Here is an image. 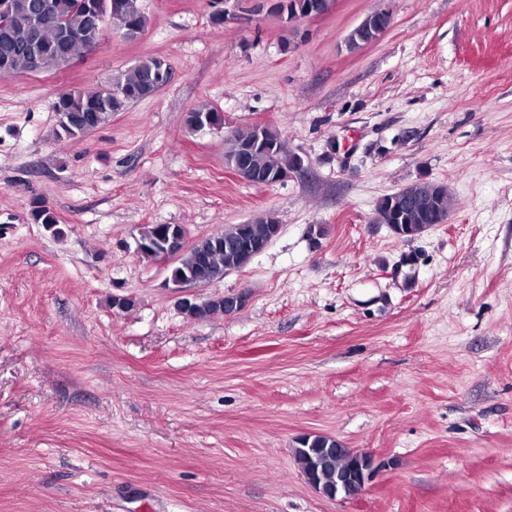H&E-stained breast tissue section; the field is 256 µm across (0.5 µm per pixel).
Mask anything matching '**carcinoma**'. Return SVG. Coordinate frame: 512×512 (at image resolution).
Returning a JSON list of instances; mask_svg holds the SVG:
<instances>
[{
	"label": "carcinoma",
	"mask_w": 512,
	"mask_h": 512,
	"mask_svg": "<svg viewBox=\"0 0 512 512\" xmlns=\"http://www.w3.org/2000/svg\"><path fill=\"white\" fill-rule=\"evenodd\" d=\"M89 0H8L11 22L0 30V60L10 58L14 74L27 72L28 64L23 49L30 42L32 30L39 27L43 35L38 43L41 69L48 70L59 66L60 57L69 53L81 55L95 48L97 35L93 29V20L88 8ZM147 17L141 8V0H117V8L112 14V29L126 30L137 28L144 30ZM67 32V40L56 36V29ZM380 25L375 16H366L346 37L348 50L357 51L365 44L379 37ZM166 61L158 56L139 58L127 69L113 76L108 84L111 93L104 94L105 87L95 90L71 89L61 93L54 102L55 111L65 117L66 124L59 125L61 134L67 138H76L95 130L108 120V117L125 106L142 99V89L160 72L166 70ZM262 136L264 142L286 144L280 131L269 126H252L237 129L226 138L225 157L235 155L239 144L249 142L256 136ZM298 157L288 149L279 153L259 149L249 157L251 169L260 177L267 178L295 166ZM416 198L422 206L409 207L404 201L387 195L376 205L373 220L377 224H388L396 237L411 239L423 234L436 223V218L446 217L454 205L448 185L443 182H418L415 184ZM31 219L43 225L54 234L61 232L58 220L48 205L39 197L30 202ZM279 225L273 213L258 216L246 224L224 226V237L219 239L218 247L203 254L201 245L183 249L178 260L170 269V279L177 283L203 270L209 264L219 270L238 264V255L224 241L245 237L253 242L266 239L269 232ZM174 230L172 224H149L143 228L139 242L140 255L145 259L157 258L152 243ZM294 449L297 464L305 476L315 475L327 487L336 486V471L346 465L347 449L328 436L305 435Z\"/></svg>",
	"instance_id": "1"
}]
</instances>
